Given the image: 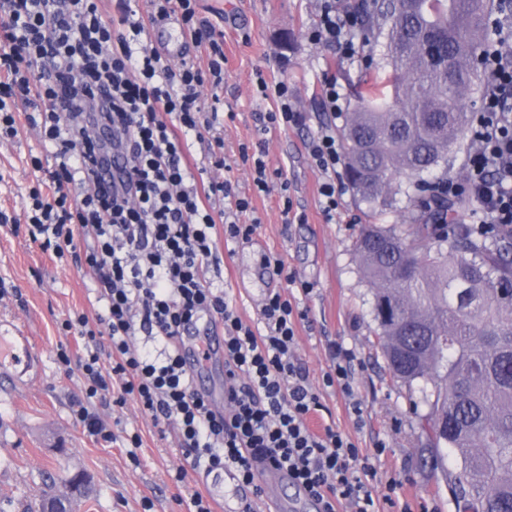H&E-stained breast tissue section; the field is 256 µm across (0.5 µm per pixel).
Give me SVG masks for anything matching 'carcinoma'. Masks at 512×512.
<instances>
[{
	"label": "carcinoma",
	"mask_w": 512,
	"mask_h": 512,
	"mask_svg": "<svg viewBox=\"0 0 512 512\" xmlns=\"http://www.w3.org/2000/svg\"><path fill=\"white\" fill-rule=\"evenodd\" d=\"M388 67L354 94L345 177L376 217L405 196L409 223L369 224L354 250L376 347L392 374L427 385L420 425L461 512H512V232L463 224L470 202L416 192L471 127L495 0H360Z\"/></svg>",
	"instance_id": "cac0c4a2"
}]
</instances>
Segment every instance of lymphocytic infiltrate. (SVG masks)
<instances>
[{
  "mask_svg": "<svg viewBox=\"0 0 512 512\" xmlns=\"http://www.w3.org/2000/svg\"><path fill=\"white\" fill-rule=\"evenodd\" d=\"M196 0H147L145 10L118 0L106 17L99 0H0V139L16 136L18 104L49 144L51 167L30 193L27 231L56 257L77 253L94 276L104 315L100 328L85 315L63 322L83 342L84 396L75 419L111 442L100 408L134 402L154 423L175 428L179 447L207 472L235 469L241 486L261 497L266 467L287 471L319 512H378L398 506L390 482L382 499L371 483L370 457L333 427L317 432L309 417L323 405L308 373L292 355L297 311L270 294L261 325L252 327L226 297L217 240L246 242L256 227L240 223L250 209L223 181H204L191 165L193 140L213 128L220 97L203 108L200 89L224 80V37L203 20ZM177 14L207 68L172 63L152 44L150 30ZM359 15L342 0H322L314 41L340 57L357 54L350 35ZM484 97L473 136L464 190L484 224L512 230V7L502 6L483 70ZM228 199L215 212L211 200ZM224 331L223 408L200 392L184 366L180 338L200 316ZM106 332L109 352L97 336ZM353 357L334 346L322 385L339 386L355 419L363 408L351 386Z\"/></svg>",
  "mask_w": 512,
  "mask_h": 512,
  "instance_id": "obj_1",
  "label": "lymphocytic infiltrate"
}]
</instances>
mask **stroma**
<instances>
[{"instance_id":"1","label":"stroma","mask_w":512,"mask_h":512,"mask_svg":"<svg viewBox=\"0 0 512 512\" xmlns=\"http://www.w3.org/2000/svg\"><path fill=\"white\" fill-rule=\"evenodd\" d=\"M200 18L224 34V165L199 158L204 179L230 181L251 210L247 220L259 226L250 242L220 245L224 289L248 324L258 325L265 298L279 292L306 312L297 324L295 356L319 389L324 406L311 424H327L372 455L374 486L384 493L399 479V503L429 504L437 512H457L440 472L432 468L426 436L419 425L428 407L418 384L394 379L380 350L373 345L375 323L371 293L353 245L369 221L367 205L356 201L342 172L325 174L310 155L308 143L319 125L344 128L347 114L331 115L323 100L326 79H335L345 97L364 79H382L376 48L363 43L358 60H341L330 47L315 44L310 34L320 17L319 0H196ZM288 83V101L302 113V125L263 130V113L276 109L262 98L259 82ZM37 132L20 122L17 136L0 142V211L14 221L0 224V320L14 322L34 339L39 371L17 386L0 373V512H29L45 488L47 472L88 475L92 493L75 512H186V499L200 488L202 470L178 448L173 436H161L153 421L134 404L104 407L100 414L116 436L114 443L96 440L75 420L72 405L81 398L83 380L79 336L62 324L81 313L97 324L101 305L92 302L89 272L71 259H57L28 236L23 221L29 193L38 184L30 159L47 157ZM263 156L267 191L253 184L252 159ZM334 180L340 189L333 218L322 212L319 188ZM304 215L286 223L284 201ZM281 259L265 266L264 255ZM313 284L310 294L288 287L285 272ZM338 343L354 357L353 388L361 399L366 425L356 428L348 399L339 387H324L322 375L331 363L329 346ZM71 362L62 364L59 348ZM139 433L137 460H130L126 436ZM185 483H175L177 470ZM151 510H144V502Z\"/></svg>"}]
</instances>
